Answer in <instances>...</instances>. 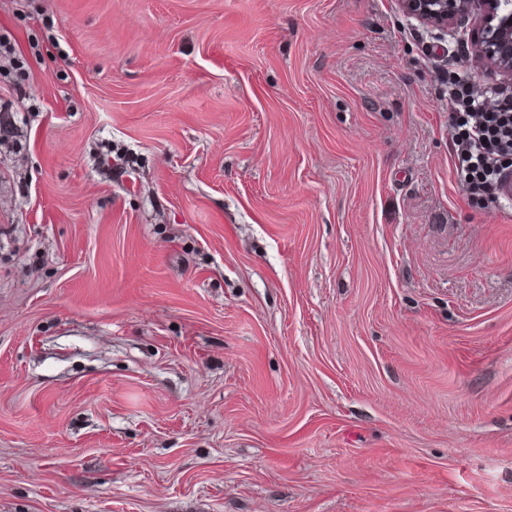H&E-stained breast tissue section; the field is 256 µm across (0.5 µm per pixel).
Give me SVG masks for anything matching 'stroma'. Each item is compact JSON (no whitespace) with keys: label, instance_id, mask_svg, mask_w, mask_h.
Masks as SVG:
<instances>
[{"label":"stroma","instance_id":"stroma-1","mask_svg":"<svg viewBox=\"0 0 512 512\" xmlns=\"http://www.w3.org/2000/svg\"><path fill=\"white\" fill-rule=\"evenodd\" d=\"M0 512H512V201L396 0H0Z\"/></svg>","mask_w":512,"mask_h":512}]
</instances>
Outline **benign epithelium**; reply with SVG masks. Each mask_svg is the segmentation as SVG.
<instances>
[{
	"instance_id": "1",
	"label": "benign epithelium",
	"mask_w": 512,
	"mask_h": 512,
	"mask_svg": "<svg viewBox=\"0 0 512 512\" xmlns=\"http://www.w3.org/2000/svg\"><path fill=\"white\" fill-rule=\"evenodd\" d=\"M409 19L443 30L462 20L477 30L474 52L505 77L499 88L512 93V0H397Z\"/></svg>"
}]
</instances>
